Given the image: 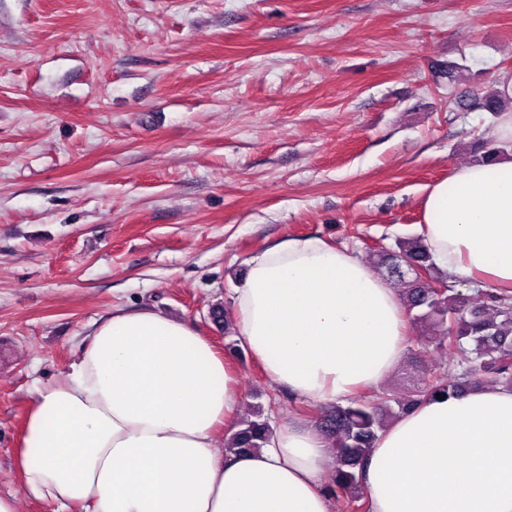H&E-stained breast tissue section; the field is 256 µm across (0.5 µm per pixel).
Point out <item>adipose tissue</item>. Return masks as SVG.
<instances>
[{
  "mask_svg": "<svg viewBox=\"0 0 512 512\" xmlns=\"http://www.w3.org/2000/svg\"><path fill=\"white\" fill-rule=\"evenodd\" d=\"M421 228L449 275L512 289V153L427 187ZM245 351L305 401L378 386L407 334L395 288L358 255L298 237L248 261L233 298ZM240 406L236 375L192 324L116 310L39 390L15 455L21 495L82 512H332L334 449L296 420L256 451L219 445ZM370 512H512V388L433 399L391 424L364 468Z\"/></svg>",
  "mask_w": 512,
  "mask_h": 512,
  "instance_id": "obj_1",
  "label": "adipose tissue"
}]
</instances>
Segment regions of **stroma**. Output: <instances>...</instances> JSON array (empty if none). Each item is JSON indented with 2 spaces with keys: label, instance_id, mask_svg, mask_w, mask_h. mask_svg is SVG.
Instances as JSON below:
<instances>
[{
  "label": "stroma",
  "instance_id": "35a3bbf8",
  "mask_svg": "<svg viewBox=\"0 0 512 512\" xmlns=\"http://www.w3.org/2000/svg\"><path fill=\"white\" fill-rule=\"evenodd\" d=\"M512 72V0H0V495L38 389L94 323H193L274 429L307 403L238 345L253 255L376 264L427 185L495 143L459 108Z\"/></svg>",
  "mask_w": 512,
  "mask_h": 512
}]
</instances>
